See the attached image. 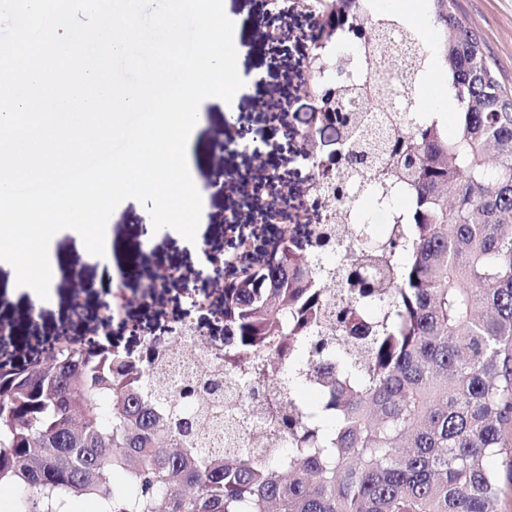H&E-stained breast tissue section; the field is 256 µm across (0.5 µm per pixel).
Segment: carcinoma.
<instances>
[{
    "label": "carcinoma",
    "mask_w": 512,
    "mask_h": 512,
    "mask_svg": "<svg viewBox=\"0 0 512 512\" xmlns=\"http://www.w3.org/2000/svg\"><path fill=\"white\" fill-rule=\"evenodd\" d=\"M357 0H324L348 17ZM456 0H429L448 73L455 132L423 114L408 81L390 130L339 75L312 86L303 154L343 215L370 191L412 201L384 238L352 227L291 226L272 249L239 250L224 271V373L172 388L146 374L164 360L99 338H58L24 363L0 359V512H497L512 470V88ZM378 92L396 87L393 54L420 52L391 27L369 31ZM343 153L322 160L324 127ZM338 256L325 268L319 256ZM322 376L319 402L270 408L275 437L240 447L231 377L263 405L283 388L269 361ZM218 447L200 449L204 439Z\"/></svg>",
    "instance_id": "cac0c4a2"
}]
</instances>
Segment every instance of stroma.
<instances>
[{
  "label": "stroma",
  "mask_w": 512,
  "mask_h": 512,
  "mask_svg": "<svg viewBox=\"0 0 512 512\" xmlns=\"http://www.w3.org/2000/svg\"><path fill=\"white\" fill-rule=\"evenodd\" d=\"M223 2L235 24L234 41L245 84L233 114H226L219 104L202 105L204 122L194 134L191 158L201 185H209L215 168L224 171L223 191L211 192L207 199L202 244L209 252L225 254L241 234L250 236L253 245L259 247L273 242V229L266 224L261 209L262 204L276 202L262 171L264 162L276 165L288 187L289 201H297L305 189L284 148V132L299 129L311 109L310 99L303 94L307 73L301 61L302 41L313 34L315 27L308 15L294 12L284 18L266 10L261 0ZM458 6L483 38L506 83L512 85V0H458ZM268 28L279 29L277 42L262 41L261 34ZM245 128L261 131L268 139L265 157L239 149L240 133ZM229 215L235 217L234 225L226 224ZM149 218L139 201L129 199L109 219L112 256L117 263L133 264L135 272L124 284L130 299L128 307L108 324L102 323L101 314L102 303L113 289L112 279L98 264L76 267L78 253L71 246L70 234H59L54 240L58 269L55 299L39 311H32L26 293L7 291L9 272L0 265V322L12 327L11 335L1 339L0 346L22 361L40 354L65 327L74 338L95 329L108 333L112 344L136 350L143 337L132 332V325L155 333L173 325L189 307L185 289L159 288L146 300L141 290L159 270H173L184 280H194L200 255L174 232L150 238V247H143Z\"/></svg>",
  "instance_id": "35a3bbf8"
}]
</instances>
